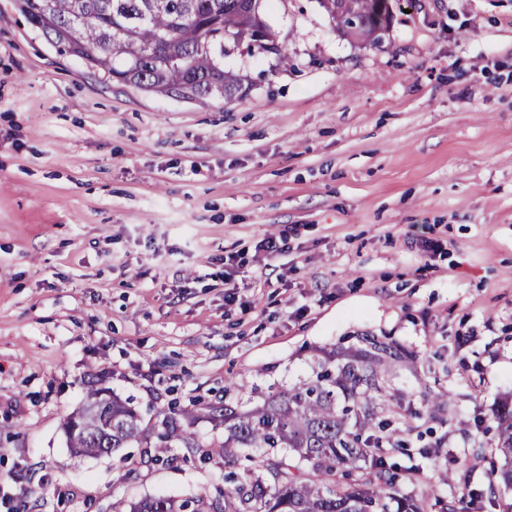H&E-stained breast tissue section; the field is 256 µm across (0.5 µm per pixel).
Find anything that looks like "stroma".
Instances as JSON below:
<instances>
[{
  "label": "stroma",
  "mask_w": 512,
  "mask_h": 512,
  "mask_svg": "<svg viewBox=\"0 0 512 512\" xmlns=\"http://www.w3.org/2000/svg\"><path fill=\"white\" fill-rule=\"evenodd\" d=\"M387 7L370 45L275 0L278 51L226 44L242 95L200 103L88 72L0 0V512L222 484L246 462L210 419L187 424L205 465L78 456L65 423L96 388L158 412L223 406L233 381L250 407L361 333L416 357L396 460L428 512H500L472 501L492 474L471 447L512 394V0ZM427 389L454 410L431 418Z\"/></svg>",
  "instance_id": "stroma-1"
}]
</instances>
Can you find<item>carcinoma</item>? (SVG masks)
<instances>
[{
  "label": "carcinoma",
  "mask_w": 512,
  "mask_h": 512,
  "mask_svg": "<svg viewBox=\"0 0 512 512\" xmlns=\"http://www.w3.org/2000/svg\"><path fill=\"white\" fill-rule=\"evenodd\" d=\"M18 10L57 48L106 79L182 100L231 98L241 85L224 73V42L262 49L275 41L264 20L266 0H16ZM343 33L380 42L388 26L386 0H320ZM343 354L312 360L311 376L292 391L263 398L245 411L230 403L224 459L245 448L253 465L224 475V485L177 499L155 496L126 512H426L427 503L402 490L387 461L404 423L392 376L413 363L403 346L368 334ZM491 451L494 481L486 495L512 493V402L497 410ZM128 403L92 389L67 422L70 447L108 454L133 442L160 453L175 443L206 460L208 451L175 418L162 420L156 441Z\"/></svg>",
  "instance_id": "carcinoma-1"
}]
</instances>
